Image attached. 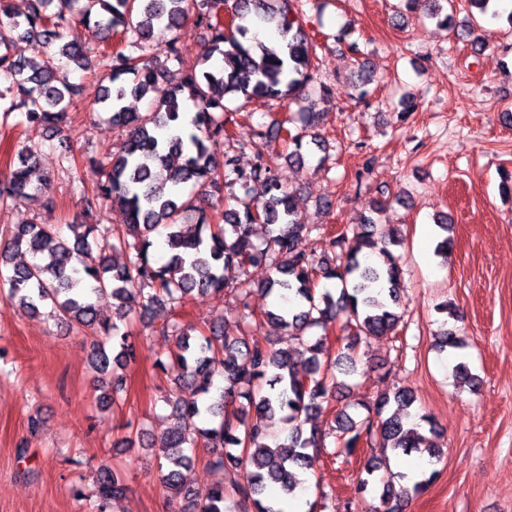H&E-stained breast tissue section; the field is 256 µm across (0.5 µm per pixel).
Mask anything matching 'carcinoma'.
I'll use <instances>...</instances> for the list:
<instances>
[{
    "instance_id": "1",
    "label": "carcinoma",
    "mask_w": 512,
    "mask_h": 512,
    "mask_svg": "<svg viewBox=\"0 0 512 512\" xmlns=\"http://www.w3.org/2000/svg\"><path fill=\"white\" fill-rule=\"evenodd\" d=\"M299 0H29L23 15L0 0V77L12 92L0 113L20 111L28 128L40 133L64 132L75 87L61 75L64 60L84 70L94 66L91 48L76 34V24L93 25L107 39L120 35L125 47L101 53L99 64L109 85L98 98L112 125L128 131L120 149L100 164L101 179L85 199L87 208L108 201L126 215V223L100 229L97 224H71V239H64L56 224H17L3 247L26 252L32 261L0 267V299L33 316L46 315L96 336L90 363L104 390L101 406L119 402L125 389L124 371L136 359L131 331L118 323L133 310L160 321V331L175 338L174 349L159 354L155 366L192 391L188 399L171 401L172 415L163 431L158 455L161 485L177 512H231L230 498L252 503L251 512H279L263 498L274 484L287 496L303 480L300 473L314 466L322 436L314 416L342 386L338 374L357 373L354 352L363 339L397 330L402 315L401 255L395 248L403 238L395 230L382 235L378 220L362 223L329 237L324 256L317 258L296 248L298 239L319 226L295 219L296 199L274 173L278 152L258 156L248 174L236 172L244 197L224 196L228 174L217 158L225 141L233 138L236 113L226 100L263 97L279 104L293 101L306 89L319 91V100L332 97L313 63L315 47L306 31ZM431 17L457 40L470 36L476 22L465 27L441 15L440 0ZM56 10H50L52 4ZM229 24H224V16ZM206 29L208 40L198 63L183 76L181 85L145 114L129 112L127 95L145 97L164 64L179 58L178 32L190 19ZM157 29L173 33L163 47L153 44ZM34 39L56 51L39 61L12 53L14 39ZM290 119L274 118L255 135L269 145L292 148L288 161H304V131L293 132ZM35 154L17 151L13 164L0 173V208L41 200L47 182L31 179ZM440 230L436 252L448 253V217L436 220ZM265 231L262 243L253 241L254 226ZM162 231L168 256L157 264L152 257V234ZM124 251L127 261L117 264L111 254ZM248 266H265L269 276L263 294L275 295L286 305L264 312L268 320L293 331L298 346L276 349L249 337L248 298L252 290L240 280ZM320 279L334 281L339 293L316 291ZM235 293L241 316L235 329L223 317L208 333L168 315L183 306L193 293ZM112 297V316L97 305L102 295ZM352 330L350 340L331 357L329 331L339 317ZM439 347L460 357L466 348L454 329L446 330ZM455 377L474 389L477 377L460 361ZM414 391L396 386L362 401L367 411L357 422L341 411L336 431L348 455L365 446L384 452L425 453L441 461L443 449L410 421ZM279 416L282 435L274 436L268 419ZM208 450L206 465L229 475L228 483L205 490L187 486L181 469L192 462L187 448ZM251 470L244 480L230 476L241 462ZM429 480L395 488L386 482L374 512H401V502L420 493ZM127 489L118 467L98 470L95 491L72 490L83 512H106V505Z\"/></svg>"
}]
</instances>
